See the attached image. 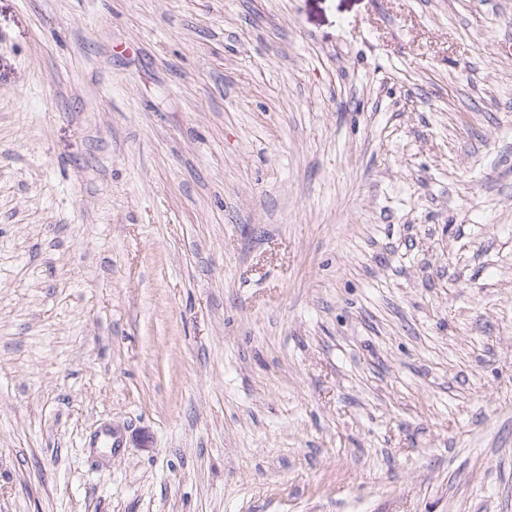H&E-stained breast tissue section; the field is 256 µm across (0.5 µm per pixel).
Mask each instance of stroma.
Wrapping results in <instances>:
<instances>
[{
  "mask_svg": "<svg viewBox=\"0 0 512 512\" xmlns=\"http://www.w3.org/2000/svg\"><path fill=\"white\" fill-rule=\"evenodd\" d=\"M0 512H512V0H0Z\"/></svg>",
  "mask_w": 512,
  "mask_h": 512,
  "instance_id": "1",
  "label": "stroma"
}]
</instances>
